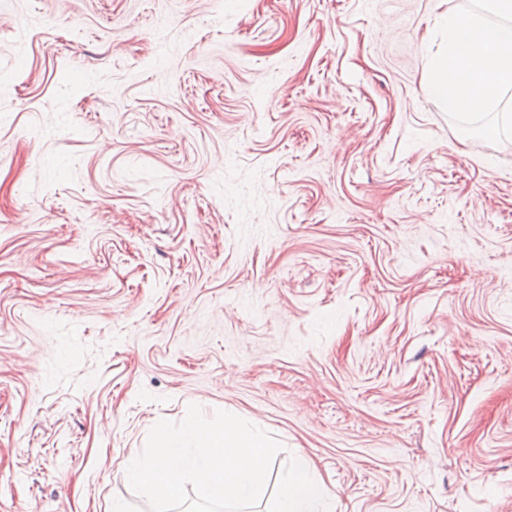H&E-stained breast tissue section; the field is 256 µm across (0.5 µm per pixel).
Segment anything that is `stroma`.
Returning a JSON list of instances; mask_svg holds the SVG:
<instances>
[{
    "label": "stroma",
    "instance_id": "1",
    "mask_svg": "<svg viewBox=\"0 0 512 512\" xmlns=\"http://www.w3.org/2000/svg\"><path fill=\"white\" fill-rule=\"evenodd\" d=\"M473 0H0V512H151L188 405L335 512H512V128ZM481 2L502 21L490 24L478 13L460 9L436 17L445 41L432 59L430 89L450 112H485L512 88V1Z\"/></svg>",
    "mask_w": 512,
    "mask_h": 512
}]
</instances>
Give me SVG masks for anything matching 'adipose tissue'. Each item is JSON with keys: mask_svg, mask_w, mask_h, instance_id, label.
<instances>
[{"mask_svg": "<svg viewBox=\"0 0 512 512\" xmlns=\"http://www.w3.org/2000/svg\"><path fill=\"white\" fill-rule=\"evenodd\" d=\"M482 7L498 15V23L460 9L436 18L445 41L432 59L430 89L451 112H485L512 88V0H483ZM332 502V495L313 482L309 464L301 458L280 483L273 512H333Z\"/></svg>", "mask_w": 512, "mask_h": 512, "instance_id": "1", "label": "adipose tissue"}]
</instances>
